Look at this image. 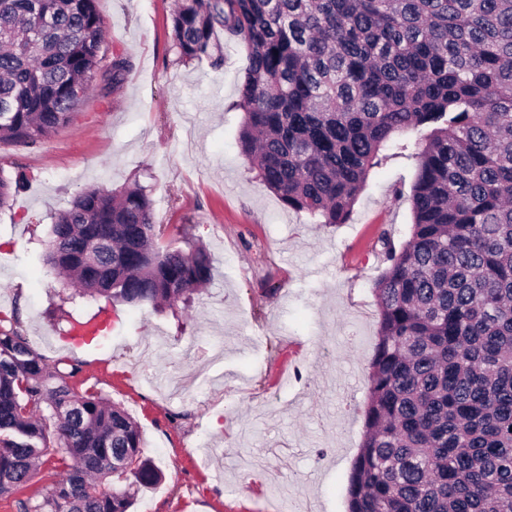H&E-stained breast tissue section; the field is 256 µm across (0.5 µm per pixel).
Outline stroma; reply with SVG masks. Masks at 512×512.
Wrapping results in <instances>:
<instances>
[{"instance_id": "35a3bbf8", "label": "stroma", "mask_w": 512, "mask_h": 512, "mask_svg": "<svg viewBox=\"0 0 512 512\" xmlns=\"http://www.w3.org/2000/svg\"><path fill=\"white\" fill-rule=\"evenodd\" d=\"M177 0H95L105 55L70 124L34 145L0 142V175L23 178L0 211V316L48 363L78 365L71 390L125 409L162 470L131 512H346L364 433L385 263L409 238L415 159L384 149L343 224L284 206L241 154L246 49L220 33L221 66L180 63ZM147 186L158 224L182 225L213 259L189 306L110 311L103 345L58 335L60 278L38 259L51 217L91 186Z\"/></svg>"}]
</instances>
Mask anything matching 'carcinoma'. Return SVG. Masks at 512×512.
I'll use <instances>...</instances> for the list:
<instances>
[{"label":"carcinoma","instance_id":"carcinoma-1","mask_svg":"<svg viewBox=\"0 0 512 512\" xmlns=\"http://www.w3.org/2000/svg\"><path fill=\"white\" fill-rule=\"evenodd\" d=\"M238 37L242 154L289 209L344 224L392 147L416 160L410 237L383 235L378 342L347 512H512V0H181L182 63ZM95 0H0V142L70 123L96 76L114 83ZM23 188L0 176V208ZM179 236L184 247L174 245ZM43 260L73 277L63 335L107 306L175 305L210 283L205 248L157 224L147 189L87 188L52 215ZM78 372L0 328V495L55 458L50 495L19 512H129L162 472L137 424ZM49 414H44V411Z\"/></svg>","mask_w":512,"mask_h":512}]
</instances>
